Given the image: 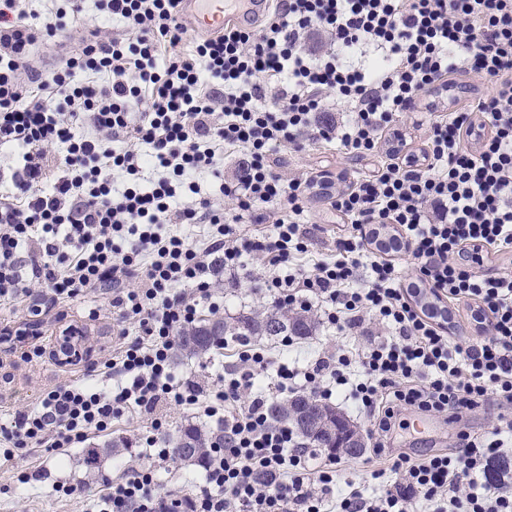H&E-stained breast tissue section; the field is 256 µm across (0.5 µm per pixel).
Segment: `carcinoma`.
Returning a JSON list of instances; mask_svg holds the SVG:
<instances>
[{
  "label": "carcinoma",
  "instance_id": "carcinoma-1",
  "mask_svg": "<svg viewBox=\"0 0 512 512\" xmlns=\"http://www.w3.org/2000/svg\"><path fill=\"white\" fill-rule=\"evenodd\" d=\"M314 325L315 319L308 312H288L277 308L242 313L230 321L215 316L185 328L177 338L176 347L181 354L202 356L223 348L225 340L229 338L249 341L255 337L276 339L294 336L304 339L312 335ZM306 398L313 401L311 411L323 409L331 422L337 423L342 430L346 429V416L315 394H297L290 399L270 402L269 422L274 425L292 423L297 428L303 448H316L331 457L337 456L338 451L332 448L334 440L310 431L303 425V420L292 412L291 404H298ZM165 443L173 460L203 467L208 461L210 450L224 446V429L210 431L195 425L181 426L167 437Z\"/></svg>",
  "mask_w": 512,
  "mask_h": 512
}]
</instances>
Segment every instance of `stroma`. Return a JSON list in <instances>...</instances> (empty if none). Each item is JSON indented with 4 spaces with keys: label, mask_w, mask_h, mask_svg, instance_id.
<instances>
[{
    "label": "stroma",
    "mask_w": 512,
    "mask_h": 512,
    "mask_svg": "<svg viewBox=\"0 0 512 512\" xmlns=\"http://www.w3.org/2000/svg\"><path fill=\"white\" fill-rule=\"evenodd\" d=\"M98 0H84L83 10L76 15L66 16L60 26L55 41L37 43L27 64L28 69L48 72L56 68L62 57L83 37L98 31L109 36L125 39L130 35L126 26L100 12ZM278 168L286 174H304L312 177H325L333 181L340 176H348L369 168L368 160H357L337 154L333 147L312 144L305 150L294 152L280 149L276 153ZM310 217L314 225L315 239L313 256L323 259L334 248L336 235L341 223L332 211L322 187H315L311 195ZM264 269L260 261L251 260L245 272L236 276L221 273L215 276V297L220 304L219 314L232 318L254 309L271 307L272 301L258 288V280ZM98 304L100 316L91 320L87 312L91 304ZM72 323L89 329L94 352L80 364L65 367L57 365L49 357H32L33 349L46 352L58 336L63 324ZM119 323V312L109 305L106 290H99L95 300L84 297L58 305L48 311L40 328L39 337H24L18 341V350L13 355L0 360V420H9L16 411L33 406L40 395L54 385L65 382H80L87 379L89 371L109 356L118 342L112 328ZM387 329L376 322L370 323L367 335H336L327 324L317 323L312 336L295 340L292 346H283L281 341L255 339V347L264 349L272 360L288 359L298 367L314 363L318 357L345 348L357 351L368 340L385 339ZM238 345L229 342L223 349L202 357H187L173 354L171 371L177 378L188 377L202 388L208 389L219 383L225 372L239 369L236 356ZM495 406L471 413L465 421H457L443 416L428 419L425 435H417L411 422L414 413H405L406 425L396 430L392 445L396 448H410L415 454L429 455L450 451L454 448L461 433L473 435L487 431L491 425ZM166 428L159 433H151L146 422L138 417H125L114 423L109 440L115 441L116 449L104 453L98 469L87 470L82 463V447L56 451H42L34 457L25 458L13 464H0V512H91L94 499H97L106 480L119 479L127 465L142 463L151 466L162 492L178 496H192L204 489L202 468L181 464L160 456L167 435L175 433L178 427L194 424L203 428L216 427L215 419L205 416L195 409L171 407L163 409ZM155 436V446H148V436ZM376 465L368 455L356 458L341 457L337 466L338 481L354 482L365 495H375L383 486L392 484L395 476L385 473L373 478ZM20 471L30 472L29 482L17 481ZM71 483L78 491L68 498L59 497L56 483Z\"/></svg>",
    "instance_id": "1"
}]
</instances>
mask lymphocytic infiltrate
<instances>
[{
	"label": "lymphocytic infiltrate",
	"mask_w": 512,
	"mask_h": 512,
	"mask_svg": "<svg viewBox=\"0 0 512 512\" xmlns=\"http://www.w3.org/2000/svg\"><path fill=\"white\" fill-rule=\"evenodd\" d=\"M66 2L37 25L23 0H0V144L19 148L11 194L0 199V301L37 317L42 303L107 286L111 307L139 333L121 334L97 367L115 379L110 393L59 384L1 425L0 460L73 447L131 411L152 415L157 431V408L198 405L224 424L206 489L161 493L151 468L131 467L108 481L97 512H512V496L489 477L512 447L502 437L512 419L460 434L448 453L390 446L407 410L512 406V275L483 271L490 255L512 250V0H277L261 25L228 22L188 49L179 0H101L136 38L81 40L47 76L23 78L32 47L79 12V0ZM318 36L324 44L308 46ZM369 46L383 56L368 67L355 57ZM453 73L491 81L492 91L430 113L420 156L382 152L401 113ZM332 100L348 113L334 127L324 121ZM310 140L380 162L331 189L346 224L333 254L308 268L312 180L276 172L273 151L299 152ZM60 145L61 174L51 180L48 159ZM236 150L244 173L221 188L227 210L184 175L217 169ZM176 224L200 225L201 240L175 234ZM399 253L437 298L466 304L484 335L457 342L417 309ZM252 257L267 266L260 285L277 308L319 306L341 334L369 318L388 328L357 352L276 370L277 387L292 394L348 391L369 418L375 459L396 476L377 496L336 493L335 463L312 466L290 427L269 424L268 398L252 390L264 351L241 343L246 372L226 373L208 392L172 375L178 333L199 320L200 302L218 308L217 270L238 274Z\"/></svg>",
	"instance_id": "lymphocytic-infiltrate-1"
}]
</instances>
